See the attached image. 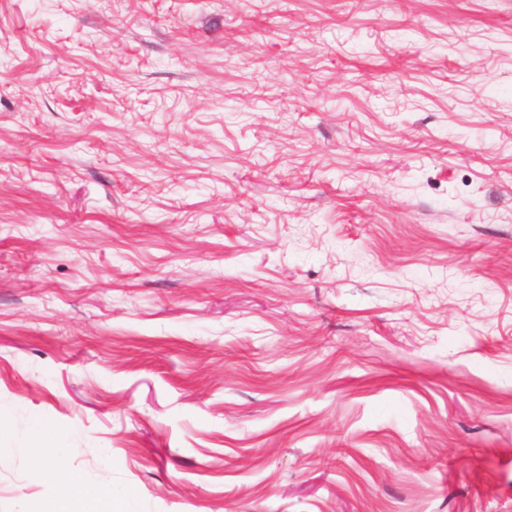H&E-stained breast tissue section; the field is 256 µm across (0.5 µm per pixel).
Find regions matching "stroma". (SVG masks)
<instances>
[{"label":"stroma","instance_id":"35a3bbf8","mask_svg":"<svg viewBox=\"0 0 512 512\" xmlns=\"http://www.w3.org/2000/svg\"><path fill=\"white\" fill-rule=\"evenodd\" d=\"M0 512H512V0H0ZM33 440L37 451L38 475L61 486V493L44 503L35 512H128V499L112 491V488L88 496L81 482L72 474L65 473L49 461L56 455L59 448L64 447L65 436L57 428L41 424L33 431ZM82 505V507H78Z\"/></svg>","mask_w":512,"mask_h":512}]
</instances>
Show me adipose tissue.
Segmentation results:
<instances>
[{
    "label": "adipose tissue",
    "mask_w": 512,
    "mask_h": 512,
    "mask_svg": "<svg viewBox=\"0 0 512 512\" xmlns=\"http://www.w3.org/2000/svg\"><path fill=\"white\" fill-rule=\"evenodd\" d=\"M33 440L39 476L61 487L60 494L46 501L40 512H129L130 504L121 494L106 489L87 495L74 475L51 466V459L65 442V436L59 429L47 424L39 425L33 432Z\"/></svg>",
    "instance_id": "1"
}]
</instances>
